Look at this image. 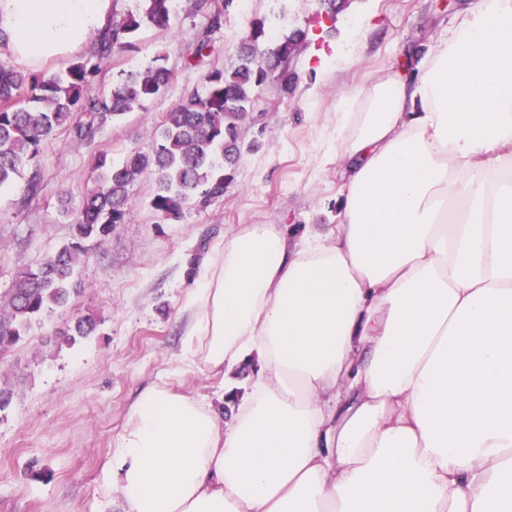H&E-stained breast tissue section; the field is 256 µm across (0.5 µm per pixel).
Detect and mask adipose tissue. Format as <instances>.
Returning <instances> with one entry per match:
<instances>
[{"instance_id": "ef3b65f1", "label": "adipose tissue", "mask_w": 512, "mask_h": 512, "mask_svg": "<svg viewBox=\"0 0 512 512\" xmlns=\"http://www.w3.org/2000/svg\"><path fill=\"white\" fill-rule=\"evenodd\" d=\"M111 0H0L16 62L104 30ZM335 222L225 234L187 367L255 361L224 424L145 386L112 440L123 512H512V0H476L351 96Z\"/></svg>"}]
</instances>
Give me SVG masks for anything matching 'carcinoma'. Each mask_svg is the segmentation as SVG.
<instances>
[{
	"instance_id": "1",
	"label": "carcinoma",
	"mask_w": 512,
	"mask_h": 512,
	"mask_svg": "<svg viewBox=\"0 0 512 512\" xmlns=\"http://www.w3.org/2000/svg\"><path fill=\"white\" fill-rule=\"evenodd\" d=\"M141 2L142 10L109 22L84 60L38 74L0 67V188L35 163L41 143L58 131L67 130L81 142L105 115L118 118L165 89L171 73L165 54L159 53L113 84L108 97L86 98L113 49H134L133 34L143 26L168 28L176 0ZM222 21L223 10L214 9L208 26L196 35L188 65L199 66L210 55L211 34ZM304 39L301 30L273 39L266 20H256L236 48L235 60L207 71L201 89L165 113L149 149L134 150L118 163L98 158L95 185L76 214L71 240L14 280L0 315L1 352L19 342L43 313L69 303V283L86 252L83 241L105 238L124 220L130 187L138 178L153 179L150 205L167 221H178L189 207L224 195L242 151L241 122L267 81L286 88L292 84L288 61Z\"/></svg>"
}]
</instances>
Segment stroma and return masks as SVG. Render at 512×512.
Wrapping results in <instances>:
<instances>
[{"mask_svg": "<svg viewBox=\"0 0 512 512\" xmlns=\"http://www.w3.org/2000/svg\"><path fill=\"white\" fill-rule=\"evenodd\" d=\"M473 0H345L328 12L319 0H233L203 65L188 66L195 36L215 0H178L168 29L143 28L136 50H115L94 79L111 90L122 72L157 54L173 77L143 106L108 119L93 138L72 143L60 131L41 145L36 164L0 189V304L15 276L67 242L75 211L94 184L98 156L123 159L148 149L163 115L200 86L206 69L230 64L255 20L279 33L308 36L289 67L292 91L262 87L241 125L244 150L223 197L177 222L151 208L154 183L137 179L122 224L87 241L66 307L44 313L0 354V512H122L100 485L113 438L144 386L215 397L228 383L244 394L253 363L227 375L186 369L184 322L190 290L212 248L242 224L328 223L336 209L341 160L331 145L349 93L389 69L405 68L411 49L430 52ZM96 330L70 338L73 320Z\"/></svg>", "mask_w": 512, "mask_h": 512, "instance_id": "1", "label": "stroma"}]
</instances>
